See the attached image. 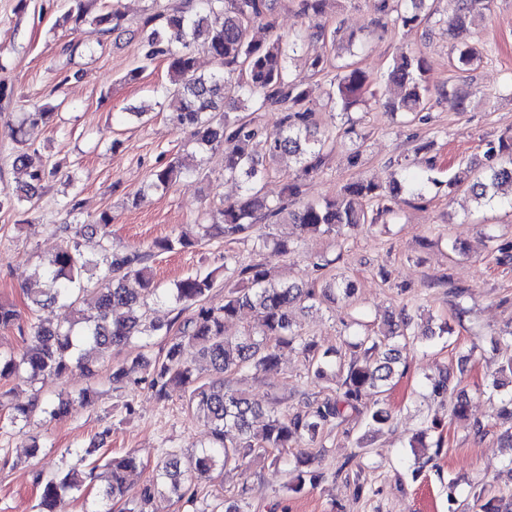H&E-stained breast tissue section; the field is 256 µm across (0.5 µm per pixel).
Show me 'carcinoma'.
Returning a JSON list of instances; mask_svg holds the SVG:
<instances>
[{
    "instance_id": "obj_1",
    "label": "carcinoma",
    "mask_w": 512,
    "mask_h": 512,
    "mask_svg": "<svg viewBox=\"0 0 512 512\" xmlns=\"http://www.w3.org/2000/svg\"><path fill=\"white\" fill-rule=\"evenodd\" d=\"M192 0L171 5L162 13H147L139 26L141 65L130 69L125 80H138L146 65L158 57L168 63L169 84L156 90L159 107H168V121L187 134L200 151L224 150V177L240 180L243 196L210 212L206 235L226 241L254 236L255 247L272 256H285L294 247L285 237L267 233L254 234L257 221L278 218L281 224H297L309 233L344 237L365 225L378 224L391 212L383 205L387 199H397L401 183L393 178L384 186L360 178L343 187L333 200L307 201L294 211L271 203L263 193L268 174L263 160H275L283 155L294 157L297 170L288 184V195L297 196L301 181L320 173L326 166L334 142L336 121H341L344 133H356V121L349 109L367 93L373 78L354 63L340 66L343 73L330 84L331 103L341 107L329 112V122L323 124L309 108L300 106L307 100V91L289 79L291 60L307 42L321 44L323 51L305 58L316 74L328 69L331 55L327 48H336L338 29H329L318 22L328 8L329 0H298L299 12L313 20L305 33L293 37L276 36L267 42L256 41L250 33L254 25L273 9V0ZM430 0H372V9L382 19L396 14L395 21L407 29H415L432 16ZM447 16L448 31L460 40L457 66L464 69L480 59L479 51L469 42L471 26L483 18L486 0H450ZM91 22L104 37L124 28L119 14L94 13L91 0H69L68 8L56 20L55 26L75 33L84 23ZM204 51L217 64L208 74L198 73L197 54ZM427 60L420 54H402L389 72V84L400 90L399 96L388 99L384 107L391 112L417 114L425 109L429 88L426 84ZM279 107L282 115L271 129H259L243 117L230 118L238 111L259 112ZM55 117L54 107L36 108L23 113L11 135L19 145L14 166L25 177L13 196L0 197V210L27 215L35 211V202L58 167L50 161L33 164L31 147L24 139L26 126L47 125ZM486 156L491 164L472 174L465 169L448 181V188L465 187L483 206L497 200V190L507 184L512 187V135L503 134L487 143ZM199 172L198 164L188 157H176L155 168L150 174V186L167 190L175 183ZM375 202V207L355 206L354 199ZM112 214L101 212L94 224L99 232V258L90 260L80 250L81 230L72 224H60L56 232L62 246L46 261L43 268L44 288L30 297L34 307L59 305L67 311L55 326L21 323V313L12 304L0 302V328L28 329L30 341L17 355L0 353V379L26 373L34 380L39 376L61 378L72 368L90 371L88 360L79 354L81 345H89L101 353L126 345L132 339H144L164 333L165 347L158 357H141L135 366H112L109 380L118 388L147 385L155 398L164 401L173 385L187 388V407L209 430L211 444L189 455L169 450L155 469V474L138 491H131L128 475L139 468L136 457L126 454L106 460L105 470L97 466L83 467L85 458L77 456L75 464L63 477L46 479L41 471L34 473V483L40 488L41 512H54L55 502L63 491H82L86 484L102 478V505L93 512H112L116 504L121 512H148L155 490L163 488L177 500H192L197 496L195 479L215 469L248 457L263 456L274 465L289 467L287 490L299 493L305 486L314 487L325 479V472L309 468L310 457L297 456L290 460L282 450L303 438L316 443L324 430L342 425L361 410L369 412V425L381 431L392 419L383 399L393 379L403 374L407 358L404 339L409 336L413 317L406 314L391 323L390 335L403 342H388L378 333L365 332L354 343L359 355L347 363L329 359L317 344L302 335L288 317V306L297 304L312 309L336 302V294L350 303L355 295L351 281L336 283V278L320 289L297 283H274L262 262L244 264L238 257L224 255V303L207 302L214 288L213 275L196 274L175 283L163 291L153 287L148 265L151 253L188 249L197 243L184 232L174 238L153 242L147 251L125 253L112 251L109 227ZM106 267L105 280L95 289L94 312L80 307L82 294L87 291L83 274L92 265ZM134 277L142 293L126 288L125 282ZM155 296L171 304L176 315L165 326L151 322L146 313V297ZM118 308L126 309L121 317L114 316ZM248 309L256 317L255 326L244 334L231 338L225 334L227 323ZM191 311L182 318L185 311ZM195 350L197 357L210 370V377L185 358V351ZM298 350L303 355L308 374L318 380H338L340 393L316 402L306 411L281 413L264 411L240 389L233 388L224 375L243 370L255 373L278 364L282 351ZM445 370L432 384L433 393L448 394L455 388L457 376ZM512 376V358L491 375L488 389L504 386ZM90 400L83 389L74 396L49 404L53 418H63L75 407ZM469 497L474 512H512V495L507 497L488 487L483 481L469 485Z\"/></svg>"
}]
</instances>
